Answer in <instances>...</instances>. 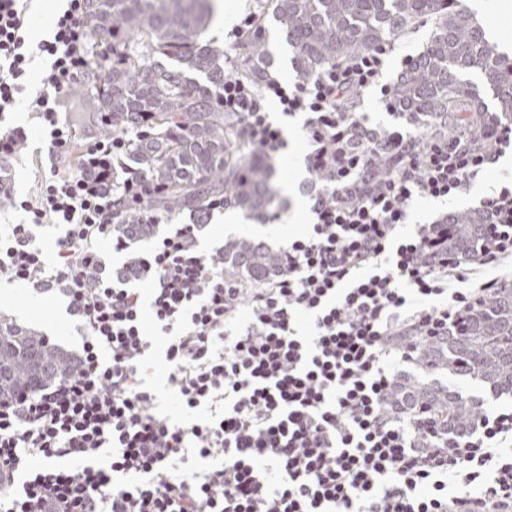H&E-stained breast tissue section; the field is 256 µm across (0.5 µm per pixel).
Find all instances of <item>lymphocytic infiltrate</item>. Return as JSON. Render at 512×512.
Masks as SVG:
<instances>
[{
  "instance_id": "lymphocytic-infiltrate-1",
  "label": "lymphocytic infiltrate",
  "mask_w": 512,
  "mask_h": 512,
  "mask_svg": "<svg viewBox=\"0 0 512 512\" xmlns=\"http://www.w3.org/2000/svg\"><path fill=\"white\" fill-rule=\"evenodd\" d=\"M29 2L0 0V116L27 100L46 150L18 195L27 134L0 126V207L26 216L0 225V282L66 297L82 344L73 374L0 397V512H512V407L452 438L441 410L397 394L436 338L512 290V178L485 181L512 154V115L470 113L454 136L398 111L392 41L290 85L225 76L224 109L261 159L288 145L269 102L306 115L312 222L251 281L201 245L227 197L170 222L148 204L159 186L114 178L128 134L76 149L60 114L101 64L86 2L65 0L39 39ZM370 91L395 123L360 112ZM473 194L468 234L456 203ZM418 198L448 207L404 233ZM57 224L45 251L36 232ZM129 226L149 253L130 255ZM107 245L128 252L120 271ZM156 350L174 415L150 384ZM38 173L27 161H19L15 167V188L18 193L30 194L36 188Z\"/></svg>"
}]
</instances>
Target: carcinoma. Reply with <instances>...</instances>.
Instances as JSON below:
<instances>
[{
    "label": "carcinoma",
    "mask_w": 512,
    "mask_h": 512,
    "mask_svg": "<svg viewBox=\"0 0 512 512\" xmlns=\"http://www.w3.org/2000/svg\"><path fill=\"white\" fill-rule=\"evenodd\" d=\"M214 0H86L90 38L102 48L103 78L87 88L95 111L86 131L134 128L139 133L127 166L165 185L152 199L165 211L202 209L226 195L259 216L280 201L266 171L242 151L236 117L224 112V47L202 41ZM280 26L302 79L347 56L370 51L421 21L433 23L426 48L403 73L397 90L404 112L454 116L480 112L481 101L464 77L480 72L499 111L512 114V58L500 54L462 0H267L260 32L245 40L249 71L260 77L270 63L268 19ZM251 164L242 178L240 166ZM271 252L252 240L224 251L229 269L245 276L275 270ZM432 372H448L512 392V294L475 315L464 332L451 333L430 357ZM72 354L38 331L0 327V394L45 386L72 372ZM408 403L429 402L448 415V436L465 432L478 405L435 377L412 380Z\"/></svg>",
    "instance_id": "obj_1"
}]
</instances>
